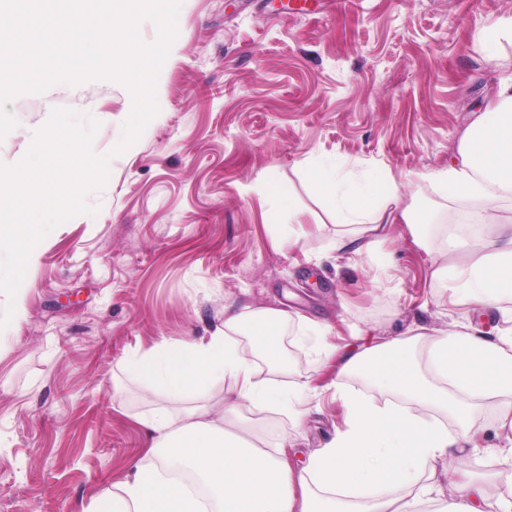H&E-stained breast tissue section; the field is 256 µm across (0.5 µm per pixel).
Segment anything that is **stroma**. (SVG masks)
<instances>
[{
    "instance_id": "obj_1",
    "label": "stroma",
    "mask_w": 512,
    "mask_h": 512,
    "mask_svg": "<svg viewBox=\"0 0 512 512\" xmlns=\"http://www.w3.org/2000/svg\"><path fill=\"white\" fill-rule=\"evenodd\" d=\"M509 17L512 0H183L159 113L88 194L96 215L44 238L15 298L23 313L0 330V512H81L121 480L148 446L135 419L155 403L124 371L126 356L202 335L225 299L331 324L339 346L353 325L380 336L488 328L433 283L405 225H388L381 246L348 262L299 165L333 159L391 174L441 245L462 205L416 175L447 166L471 113L512 73V47L491 55L481 40ZM56 107L98 120L93 148L105 154L132 99L105 79L19 94L0 163H17ZM291 208L302 236L279 251L272 238ZM279 355L282 369L261 372L279 387L298 375L327 381L289 333ZM341 420L329 390L302 421L264 412L259 426L303 454Z\"/></svg>"
}]
</instances>
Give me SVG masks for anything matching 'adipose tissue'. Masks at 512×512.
Instances as JSON below:
<instances>
[{
	"instance_id": "obj_1",
	"label": "adipose tissue",
	"mask_w": 512,
	"mask_h": 512,
	"mask_svg": "<svg viewBox=\"0 0 512 512\" xmlns=\"http://www.w3.org/2000/svg\"><path fill=\"white\" fill-rule=\"evenodd\" d=\"M303 168L336 214L337 249L363 255L381 244L388 225H407L414 242L431 250L432 279L452 284L458 304L496 310L501 325L480 331L463 323L450 333L413 326L379 342L356 329L337 356L323 324L283 309L225 304L210 335L163 339L126 357L125 371L159 399L139 424L149 455H161L163 466L137 464L96 512H512V403L497 419L508 438L488 451L497 469L462 470L457 502L440 490L443 469L474 450L483 432L464 411L467 399L512 396V76L495 85L447 167L418 174L448 201H471L477 232L431 247L416 201L404 200L391 175L369 178L324 160ZM290 324L305 358L340 377L361 375L392 397L383 405L345 397L342 428L299 468L287 440L266 445L246 424L249 414L280 407L302 416L296 401L322 393L309 375L285 392L258 378L260 363L275 357L254 349L256 329L277 336ZM420 346L429 353L428 376L411 356ZM220 381L219 401L200 400ZM427 409L434 418L424 417ZM448 413L457 430L442 422ZM182 470L198 478L203 498L177 479Z\"/></svg>"
}]
</instances>
